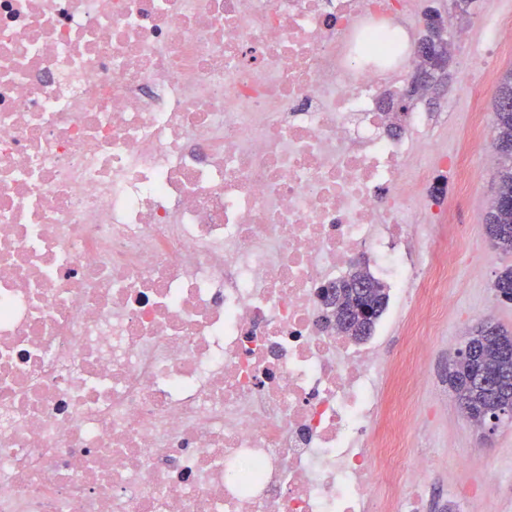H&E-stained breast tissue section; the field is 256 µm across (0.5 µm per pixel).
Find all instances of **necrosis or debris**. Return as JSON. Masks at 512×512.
I'll list each match as a JSON object with an SVG mask.
<instances>
[{"mask_svg":"<svg viewBox=\"0 0 512 512\" xmlns=\"http://www.w3.org/2000/svg\"><path fill=\"white\" fill-rule=\"evenodd\" d=\"M415 7L0 0V512H423L378 382L415 374L453 258L401 249L415 47L366 49ZM361 255L419 283L384 368L321 323Z\"/></svg>","mask_w":512,"mask_h":512,"instance_id":"necrosis-or-debris-1","label":"necrosis or debris"}]
</instances>
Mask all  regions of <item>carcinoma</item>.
<instances>
[{"label": "carcinoma", "instance_id": "1", "mask_svg": "<svg viewBox=\"0 0 512 512\" xmlns=\"http://www.w3.org/2000/svg\"><path fill=\"white\" fill-rule=\"evenodd\" d=\"M494 125L496 143L512 146V105H495ZM498 174V191L486 216L487 233L496 248L508 253L512 252V154L503 157ZM360 274L371 283L377 298L369 318L357 323L359 338L363 339L372 335L388 306L389 294L369 269L361 270ZM471 341L478 344L477 352L460 363L453 380L465 387L463 399L474 412L492 416L498 423L505 418L512 420V333L498 325L495 337L489 338L482 327ZM481 372L496 374L498 378L488 386L473 383Z\"/></svg>", "mask_w": 512, "mask_h": 512}]
</instances>
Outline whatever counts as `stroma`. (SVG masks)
<instances>
[{
  "instance_id": "obj_1",
  "label": "stroma",
  "mask_w": 512,
  "mask_h": 512,
  "mask_svg": "<svg viewBox=\"0 0 512 512\" xmlns=\"http://www.w3.org/2000/svg\"><path fill=\"white\" fill-rule=\"evenodd\" d=\"M431 7L449 15L451 28L466 29L469 39L455 44L440 94L414 106L431 128L433 153L424 155L417 142L411 146V165L427 168L428 176L415 186L410 202L416 222L408 251L416 260L438 241L453 248L456 261L445 287L454 303L425 339L428 349L410 393L417 415L406 419L404 439L411 450L433 454L424 512H512V421L503 420L490 436H482L463 416L447 375L449 352L462 347L481 321L493 320L512 332V301L501 300L493 289L497 273L512 267V253L496 249L485 229V216L498 188V169L476 168L474 183L462 198L456 174L445 161L469 125V86L482 78L479 67L468 64L471 48L483 42L480 19L487 13L512 16V0H474L464 15L454 11L451 0H420L404 38L414 42L421 37L423 12ZM438 181L443 184L439 196L433 193ZM456 201L461 207L456 215H449L448 206ZM481 455L493 456L504 470L495 484L482 485L478 470L469 465Z\"/></svg>"
}]
</instances>
